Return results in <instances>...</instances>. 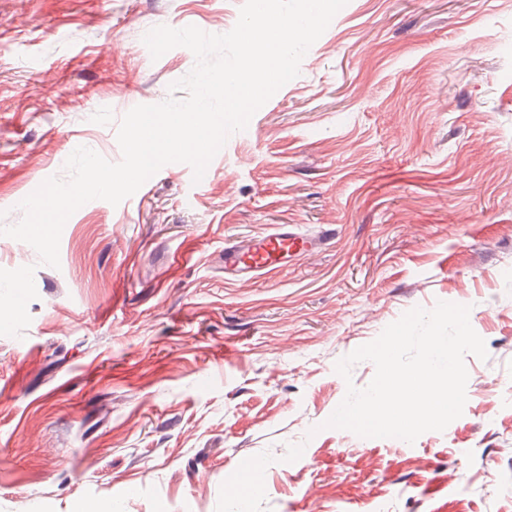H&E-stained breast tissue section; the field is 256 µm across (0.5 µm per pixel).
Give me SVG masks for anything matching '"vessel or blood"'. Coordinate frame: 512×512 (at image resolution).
I'll use <instances>...</instances> for the list:
<instances>
[{"mask_svg":"<svg viewBox=\"0 0 512 512\" xmlns=\"http://www.w3.org/2000/svg\"><path fill=\"white\" fill-rule=\"evenodd\" d=\"M323 238L279 229L261 238L245 239L224 249V269L248 278L274 270L298 254L318 249Z\"/></svg>","mask_w":512,"mask_h":512,"instance_id":"b4317fda","label":"vessel or blood"}]
</instances>
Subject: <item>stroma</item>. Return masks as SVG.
Masks as SVG:
<instances>
[{
    "label": "stroma",
    "instance_id": "obj_1",
    "mask_svg": "<svg viewBox=\"0 0 512 512\" xmlns=\"http://www.w3.org/2000/svg\"><path fill=\"white\" fill-rule=\"evenodd\" d=\"M244 0H0V224ZM320 249L246 280L224 247L281 227ZM470 306L488 358L414 443L324 428L405 312ZM233 356H225V349ZM304 444L285 462L288 445ZM261 490L238 502L244 460ZM512 512V0H348L194 181L169 163L65 223L60 265L0 235V512Z\"/></svg>",
    "mask_w": 512,
    "mask_h": 512
}]
</instances>
